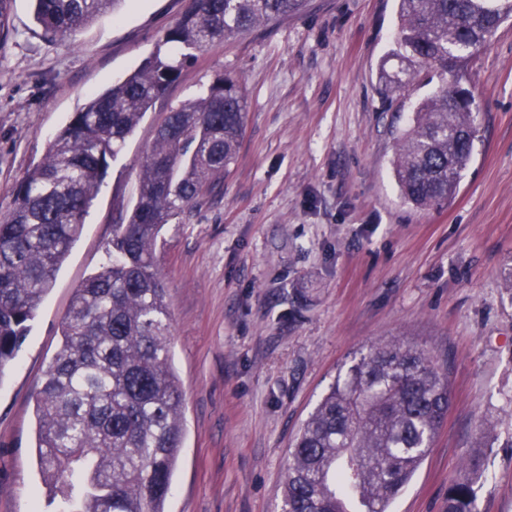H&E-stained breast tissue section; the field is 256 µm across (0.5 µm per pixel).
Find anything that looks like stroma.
I'll list each match as a JSON object with an SVG mask.
<instances>
[{
	"label": "stroma",
	"mask_w": 512,
	"mask_h": 512,
	"mask_svg": "<svg viewBox=\"0 0 512 512\" xmlns=\"http://www.w3.org/2000/svg\"><path fill=\"white\" fill-rule=\"evenodd\" d=\"M189 0H124L69 41H47L32 0L0 34V216L49 140L94 92L158 46ZM397 0H308L294 16L209 44L126 140L0 374V512H57L38 462L35 395L72 294L106 261L119 213L171 107L216 75L248 101L221 191L166 225L157 268L171 316L186 435L165 512H281L289 450L340 371L379 342L422 346L448 372L451 403L391 512H445L481 461L477 512H512V20L461 83L477 131L444 206L407 204L391 159L429 69L381 95Z\"/></svg>",
	"instance_id": "obj_1"
}]
</instances>
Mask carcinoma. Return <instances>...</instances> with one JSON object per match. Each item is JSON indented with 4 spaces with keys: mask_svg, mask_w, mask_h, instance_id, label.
I'll return each mask as SVG.
<instances>
[{
    "mask_svg": "<svg viewBox=\"0 0 512 512\" xmlns=\"http://www.w3.org/2000/svg\"><path fill=\"white\" fill-rule=\"evenodd\" d=\"M51 41L70 38L124 0H35ZM306 0H192L130 74L91 95L48 144L0 218V378L81 233L109 167L185 63L228 34L297 14ZM512 16V0H398L381 67L388 92L419 68L438 87L413 109L395 149L404 199L421 209L455 196L471 159L472 97L457 71ZM247 117L239 80L217 76L172 108L141 166L131 215L114 225L108 260L76 289L61 344L35 397L37 448L62 512H164L184 439V394L172 366L170 313L155 254L160 233L224 183ZM447 372L401 341L372 346L336 377L304 422L281 496L284 512H388L448 413ZM477 460L448 488L446 512H475Z\"/></svg>",
    "mask_w": 512,
    "mask_h": 512,
    "instance_id": "obj_1",
    "label": "carcinoma"
}]
</instances>
